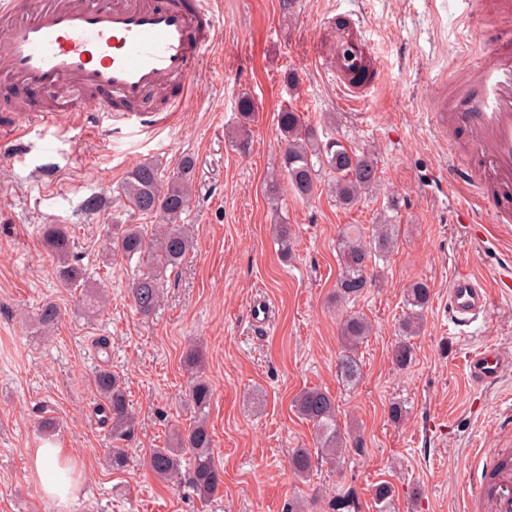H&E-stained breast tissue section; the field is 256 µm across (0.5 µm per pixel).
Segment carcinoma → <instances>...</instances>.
I'll return each instance as SVG.
<instances>
[{
	"mask_svg": "<svg viewBox=\"0 0 512 512\" xmlns=\"http://www.w3.org/2000/svg\"><path fill=\"white\" fill-rule=\"evenodd\" d=\"M278 126L282 144L281 168L295 197L304 200L314 195L326 176L329 178L330 195L336 199V204L347 207L378 185V169L373 157L353 150L338 138L321 139L302 113L290 107L282 109L278 114ZM193 169V158H185L177 175L164 184L158 167L146 162L135 167L121 185V192L130 206L141 214L156 218L161 226L153 237L151 249L167 267L180 265L193 247L189 229L179 224L181 215L190 205ZM105 237L102 262L106 265L110 264L114 249L127 257L145 251L144 232L136 224H113L107 228ZM43 240L58 261L60 284L65 288H86V273L69 260L71 235L67 227L47 225L43 230ZM276 241L281 254L288 256L292 249V233L287 223L276 226ZM394 242L395 225L389 216L372 225L368 236L360 225H348L337 247L340 266L336 285L338 297L356 299L372 287L373 279L368 276L370 265L391 252ZM430 293L428 284L423 280L411 283L406 290V312L400 323L404 339L393 349V362L399 368L407 367L413 360V346L405 337L417 332ZM130 294L139 312L150 315L162 300L163 288L157 278L147 274L133 283ZM59 316L58 307L51 302L44 303L37 314L38 322L44 328L53 327ZM370 330L369 321L360 313L351 312L341 322L340 335L346 354L338 362V373L347 383H355L361 378V366L354 353L369 336ZM184 363L192 375L189 399L202 410L209 405L212 395L211 386L203 374L205 358L202 350L189 349ZM96 384L104 398L101 412L104 421L111 424L112 441L122 440L134 426L123 380L106 369L99 371ZM293 405L296 412L318 431L323 454L335 462L339 461L346 445L336 429L335 399L317 388L304 389L295 397ZM211 448L210 431L205 422L199 421L177 439L176 445L154 449L149 457V468L162 480H187L206 499L223 484V471L215 463ZM290 469L301 479L309 477L311 453L305 448L295 450Z\"/></svg>",
	"mask_w": 512,
	"mask_h": 512,
	"instance_id": "cac0c4a2",
	"label": "carcinoma"
}]
</instances>
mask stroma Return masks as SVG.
Returning a JSON list of instances; mask_svg holds the SVG:
<instances>
[{
	"label": "stroma",
	"instance_id": "obj_1",
	"mask_svg": "<svg viewBox=\"0 0 512 512\" xmlns=\"http://www.w3.org/2000/svg\"><path fill=\"white\" fill-rule=\"evenodd\" d=\"M221 18L214 45L191 81L184 106L157 126L125 130L121 113L83 114L84 125L112 127L111 140L69 133L31 119L19 142H0V512H333L351 492L345 512H378L374 488L393 489L391 512H465L464 465L477 449L512 446V372L493 383L470 381L471 352L493 345L512 356V235L474 237L456 221L457 203L444 180L448 134L428 115L433 84L458 65L472 37L460 0H213ZM360 22L384 66L383 86L349 107L319 58L336 36V21ZM299 78L290 90L289 73ZM256 104L250 148L234 146L242 124L241 94ZM293 106L320 132L374 157L380 183L344 208L320 186L310 199L281 189L266 194L280 164L277 116ZM195 162L193 198L181 217L194 247L177 267L160 269L148 254L100 255L104 228L153 220L132 209L120 185L150 162L168 180L184 157ZM399 203L393 251L371 267L374 282L356 300L336 296L337 244L344 228H370ZM293 231L281 256L274 226ZM71 228L70 259L82 265L91 292L108 302L88 310L82 296L61 287L56 260L41 228ZM160 273L164 300L151 315L131 305L138 277ZM469 272L492 297L483 315L459 333L448 319V285ZM415 280L431 289L414 359L398 368L392 352ZM47 301L60 310L53 331L36 315ZM270 310L255 330L251 309ZM360 312L372 332L357 349L362 375L348 385L337 373L344 353L340 319ZM203 350L213 394L197 410L185 393L183 357ZM125 380L135 416L123 442L130 462L107 463L109 424L99 410L100 368ZM306 388L336 401L337 429L347 445L342 465L316 463L308 480L289 467L293 449L320 453L317 432L293 407ZM402 404L392 419V404ZM205 419L224 483L209 500L186 484H167L146 465L153 449ZM55 430L45 434L42 424ZM73 459L76 501L44 498L28 470L32 448L45 441Z\"/></svg>",
	"mask_w": 512,
	"mask_h": 512
}]
</instances>
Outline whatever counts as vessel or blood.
Masks as SVG:
<instances>
[{
    "label": "vessel or blood",
    "instance_id": "b4317fda",
    "mask_svg": "<svg viewBox=\"0 0 512 512\" xmlns=\"http://www.w3.org/2000/svg\"><path fill=\"white\" fill-rule=\"evenodd\" d=\"M467 13L497 27L481 43L474 77L449 70L429 110L447 130L448 192H468L496 229L512 228V0H466ZM327 73L345 104L367 101L385 75L371 43L355 23L341 20ZM218 32L209 0H0V95L20 99L24 113L65 123L73 99L90 112L121 113L127 128L156 122L150 98L181 105L205 49ZM490 290L478 277L455 275L448 286V316L455 326L475 321ZM469 376L492 382L512 360L496 347L471 354ZM505 449L478 450L464 469L468 512H512V466Z\"/></svg>",
    "mask_w": 512,
    "mask_h": 512
}]
</instances>
